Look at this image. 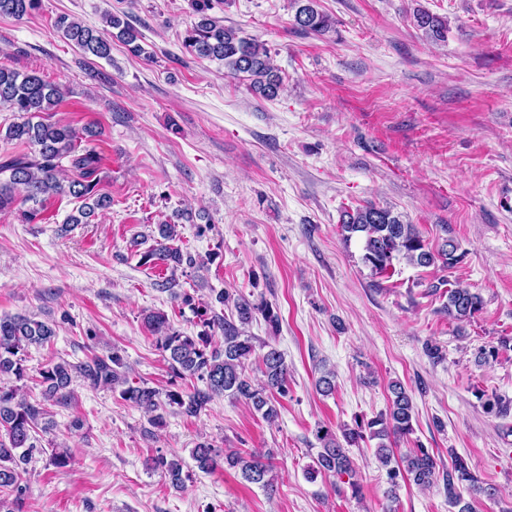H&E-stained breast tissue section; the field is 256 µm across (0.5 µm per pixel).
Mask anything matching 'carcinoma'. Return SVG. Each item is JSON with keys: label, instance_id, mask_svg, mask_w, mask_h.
<instances>
[{"label": "carcinoma", "instance_id": "carcinoma-1", "mask_svg": "<svg viewBox=\"0 0 512 512\" xmlns=\"http://www.w3.org/2000/svg\"><path fill=\"white\" fill-rule=\"evenodd\" d=\"M197 21L185 31L184 49L198 57L224 62L226 73L242 78L249 89L266 99L278 96L282 79L273 64L270 50L255 38L242 35V31L224 26L223 20L210 14L214 0H189ZM39 7V0H0V17L20 20ZM295 8L294 24L316 34L331 28L327 14L318 9V0H292ZM109 27L117 30L116 38L135 55L144 53L139 43L141 34L128 21L110 15ZM417 29L433 41L448 37V21L418 9L414 14ZM63 38L96 58H111L112 43L101 32L60 15L54 22ZM63 93L56 85L45 81L36 73H20L0 66V109L12 112L17 120L6 127L0 136L6 142L16 141L29 147L27 152L0 153V211L11 208L17 199L33 203V207L20 212L27 224L35 223L45 202L53 197H72L83 201L79 215H70L69 224H87L96 211L112 205V196L98 192V172L105 156L95 149L77 145L79 133L70 125L47 123L42 114L56 108ZM340 228L346 243L355 239L361 243V259L375 274H385L404 261L418 267L441 263L452 268L462 259L457 244L445 240L433 248L417 231L415 225L389 207L367 203L353 211L341 214ZM178 231L175 224L156 225L153 245L140 254V265L154 268L163 266L176 272L183 266L196 265V259L174 245ZM182 302L191 306L203 330L189 335L172 327L162 312H150L143 318L145 328L153 336L155 346L167 357L171 369L180 378L196 379L203 387L190 392L159 391L144 382L129 384L127 365L119 350L107 355H95L73 365L62 359L49 364L41 372L43 396L47 401L64 403L71 398L74 377H81L93 388H106L119 392L120 397L149 414V423L160 427L164 423L159 410L168 407L172 412L196 417L218 396H228L245 402L268 422L278 417L274 394L288 392V365L283 353L274 347L262 355L263 381L256 383L247 373V361L254 352L252 337L245 334V326L260 315L272 333L280 328L279 316L266 302L253 303L245 296L229 291L219 292L211 302H197L185 293ZM234 309L237 321L224 318L215 311L216 305ZM483 306L480 294L457 286L448 290L445 308L448 317L468 322ZM222 331L224 343L213 341L212 332ZM55 337L52 325L29 317H0V492L16 493L21 503L26 490L24 474L34 450L37 449L36 429L44 410L29 403L21 395L19 382L27 377L24 353L30 346H43ZM391 397L387 410L366 420L357 416L355 426H343L336 433L328 426L318 425L314 437L320 451L309 466L308 474L332 473L338 477L353 475V460L346 447H360L365 439L378 440L375 456L385 467L388 480L397 485L400 479H409L420 487H430L440 481L448 489V501L460 504L462 491L491 494L473 474L465 460L454 449H448L452 467L443 470L437 458L426 448H411L400 458H394L393 449L385 440L403 438L414 432V405L404 385L393 381L389 385ZM486 413L506 417L512 413V400L497 393H477ZM197 467L209 472L221 465L240 470L242 477L265 488L274 485L273 456L271 450L221 452L211 445L199 443L192 450ZM150 468L165 474L170 483L179 487L189 475L183 473L182 462L157 456L150 459Z\"/></svg>", "mask_w": 512, "mask_h": 512}]
</instances>
